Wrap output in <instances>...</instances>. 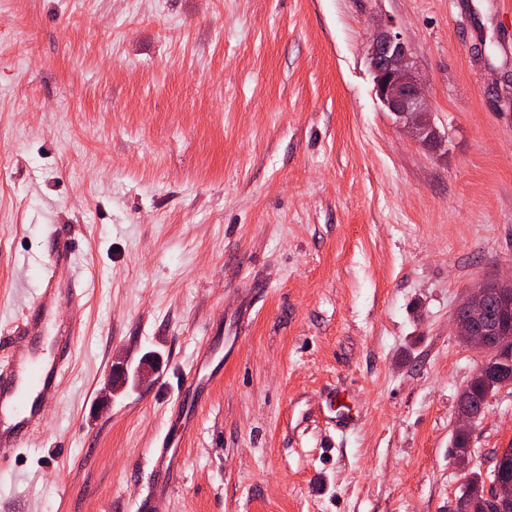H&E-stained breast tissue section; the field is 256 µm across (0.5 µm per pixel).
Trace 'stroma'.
Instances as JSON below:
<instances>
[{
	"mask_svg": "<svg viewBox=\"0 0 512 512\" xmlns=\"http://www.w3.org/2000/svg\"><path fill=\"white\" fill-rule=\"evenodd\" d=\"M382 25L437 148L374 92ZM511 97L512 0H0V351L59 234L87 290L56 310L80 339L0 512H137L206 349L224 382L187 419L172 512H455L512 448V386L470 469L454 448L482 359L455 312L512 272Z\"/></svg>",
	"mask_w": 512,
	"mask_h": 512,
	"instance_id": "1",
	"label": "stroma"
}]
</instances>
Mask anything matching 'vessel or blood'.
Segmentation results:
<instances>
[{
    "instance_id": "b4317fda",
    "label": "vessel or blood",
    "mask_w": 512,
    "mask_h": 512,
    "mask_svg": "<svg viewBox=\"0 0 512 512\" xmlns=\"http://www.w3.org/2000/svg\"><path fill=\"white\" fill-rule=\"evenodd\" d=\"M75 251L69 239H61L42 267L34 302L25 319L51 321L54 307L63 301L79 305L86 294L72 274ZM76 329L68 327L49 339V355L27 350L0 362V468L18 449L31 446L45 434L39 408L61 399L63 376L76 346ZM219 381L211 355L197 357L183 379V400L169 415L174 424L184 423L198 392ZM181 439L163 436L148 460L151 480L139 504V512H170V500L182 473Z\"/></svg>"
}]
</instances>
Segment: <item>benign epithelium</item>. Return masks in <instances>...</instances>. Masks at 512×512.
Segmentation results:
<instances>
[{"instance_id": "obj_1", "label": "benign epithelium", "mask_w": 512, "mask_h": 512, "mask_svg": "<svg viewBox=\"0 0 512 512\" xmlns=\"http://www.w3.org/2000/svg\"><path fill=\"white\" fill-rule=\"evenodd\" d=\"M374 90L384 107L396 117L401 128L416 140L433 147L439 143L436 129L428 121L425 85L415 72L413 57L403 36L388 27L380 28L367 48ZM487 283L468 291L462 305L469 317L455 316L457 336L471 348L484 351L483 337L476 332L481 319ZM489 501L512 500V483L498 480L489 484Z\"/></svg>"}]
</instances>
